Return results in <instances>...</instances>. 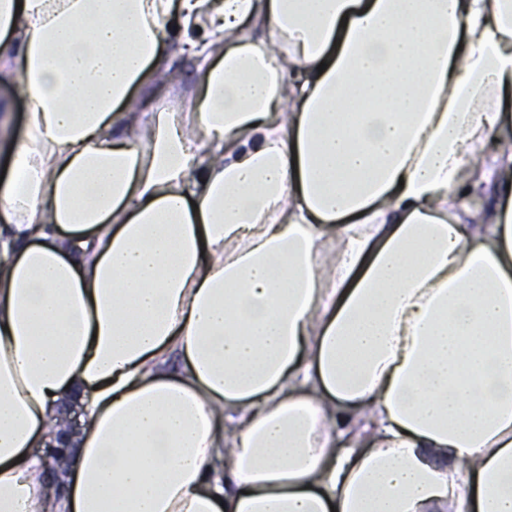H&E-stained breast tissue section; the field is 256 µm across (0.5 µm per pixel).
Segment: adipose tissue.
Here are the masks:
<instances>
[{"label": "adipose tissue", "instance_id": "ef3b65f1", "mask_svg": "<svg viewBox=\"0 0 512 512\" xmlns=\"http://www.w3.org/2000/svg\"><path fill=\"white\" fill-rule=\"evenodd\" d=\"M0 82V512H512V0H0ZM174 69L180 75L178 96L167 99V102L173 109H180L187 106L193 89V67L191 64L184 61H176ZM4 104L8 105L12 124L18 135H21L24 128V114L26 104L13 84L0 85V113L3 112Z\"/></svg>", "mask_w": 512, "mask_h": 512}]
</instances>
